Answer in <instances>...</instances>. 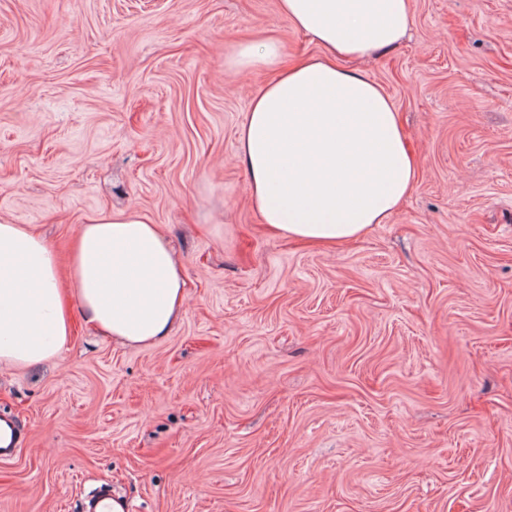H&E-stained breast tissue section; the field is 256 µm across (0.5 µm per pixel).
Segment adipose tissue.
<instances>
[{
    "mask_svg": "<svg viewBox=\"0 0 512 512\" xmlns=\"http://www.w3.org/2000/svg\"><path fill=\"white\" fill-rule=\"evenodd\" d=\"M322 54L278 67L238 137L251 205L274 234L339 247L387 223L418 178L389 95L353 68L399 45L412 0H278ZM183 272L156 224L133 208L86 219L66 261L21 224H0V364L59 356L71 303L99 335L131 347L169 335Z\"/></svg>",
    "mask_w": 512,
    "mask_h": 512,
    "instance_id": "adipose-tissue-1",
    "label": "adipose tissue"
}]
</instances>
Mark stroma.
I'll use <instances>...</instances> for the list:
<instances>
[{
    "label": "stroma",
    "mask_w": 512,
    "mask_h": 512,
    "mask_svg": "<svg viewBox=\"0 0 512 512\" xmlns=\"http://www.w3.org/2000/svg\"><path fill=\"white\" fill-rule=\"evenodd\" d=\"M360 64L420 161L388 223L337 249L271 234L237 134L270 72L318 54L278 0H0V221L66 253L137 209L184 272L169 336L76 320L0 366V512H512V0H413ZM279 55V43L272 38H268L242 47L233 62V66L238 71H258L275 65Z\"/></svg>",
    "instance_id": "35a3bbf8"
}]
</instances>
